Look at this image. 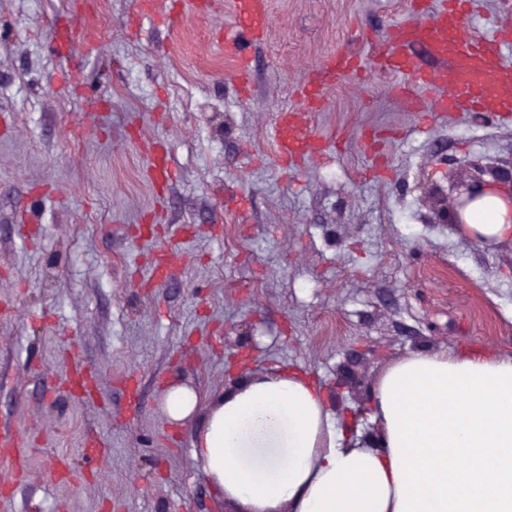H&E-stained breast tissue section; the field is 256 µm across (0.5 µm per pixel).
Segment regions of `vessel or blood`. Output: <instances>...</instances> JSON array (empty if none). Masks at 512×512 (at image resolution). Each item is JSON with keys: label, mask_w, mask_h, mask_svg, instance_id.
<instances>
[{"label": "vessel or blood", "mask_w": 512, "mask_h": 512, "mask_svg": "<svg viewBox=\"0 0 512 512\" xmlns=\"http://www.w3.org/2000/svg\"><path fill=\"white\" fill-rule=\"evenodd\" d=\"M235 23L224 31V50L246 75L250 61L244 52L248 41L263 38L268 30V0H233ZM464 17L458 8L443 4L424 22L403 21L392 25L384 40L371 42L367 54L350 49L327 57L304 82L302 94L307 102H318L324 90L348 73L370 66L384 73L408 76L406 104L409 111L427 112L434 117L478 108L497 117L512 115V62L503 57V46L496 37H461ZM94 44L98 32L90 26L72 23L55 25L53 47L68 50L76 37ZM407 46L424 48L440 66L425 71L404 54ZM440 88L437 96L428 95L429 87ZM276 155L281 163H294L316 156L325 148L313 132L308 113L291 109L281 113L273 129Z\"/></svg>", "instance_id": "b4317fda"}]
</instances>
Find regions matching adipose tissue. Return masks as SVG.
Here are the masks:
<instances>
[{
    "mask_svg": "<svg viewBox=\"0 0 512 512\" xmlns=\"http://www.w3.org/2000/svg\"><path fill=\"white\" fill-rule=\"evenodd\" d=\"M466 234L512 242V204L475 202ZM166 411L202 414L191 455L234 512H512V354L416 350L371 395L378 447L335 425L323 389L271 369L206 402L171 388Z\"/></svg>",
    "mask_w": 512,
    "mask_h": 512,
    "instance_id": "obj_1",
    "label": "adipose tissue"
}]
</instances>
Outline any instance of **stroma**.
<instances>
[{
	"label": "stroma",
	"instance_id": "35a3bbf8",
	"mask_svg": "<svg viewBox=\"0 0 512 512\" xmlns=\"http://www.w3.org/2000/svg\"><path fill=\"white\" fill-rule=\"evenodd\" d=\"M77 2L0 0V423L29 450L22 471L0 464V512H224L190 455L197 421L162 400L177 378L223 394L250 334L251 372L292 366L328 393L365 351L337 420L414 349L512 352V244L464 240L429 199L473 162L511 164L512 118L421 123L404 76L367 69L313 113L322 158L275 157L277 115L314 67L427 20L412 0H271L246 96L218 46L232 0L202 16L98 0V41L55 53L51 24ZM469 2L465 32L512 20L506 0ZM373 129L393 132L377 165ZM152 144L172 171L160 188ZM75 362L90 397L70 390Z\"/></svg>",
	"mask_w": 512,
	"mask_h": 512
}]
</instances>
